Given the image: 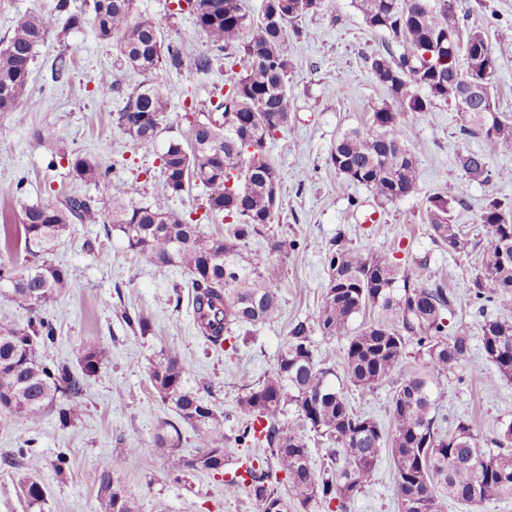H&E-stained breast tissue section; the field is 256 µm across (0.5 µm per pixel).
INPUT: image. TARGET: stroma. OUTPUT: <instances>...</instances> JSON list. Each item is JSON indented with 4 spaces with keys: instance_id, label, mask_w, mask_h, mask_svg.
Instances as JSON below:
<instances>
[{
    "instance_id": "obj_1",
    "label": "stroma",
    "mask_w": 512,
    "mask_h": 512,
    "mask_svg": "<svg viewBox=\"0 0 512 512\" xmlns=\"http://www.w3.org/2000/svg\"><path fill=\"white\" fill-rule=\"evenodd\" d=\"M456 5L464 27L492 35L512 26V0H456ZM136 7L151 14L165 37L185 53L210 56L212 69L165 73L168 136L136 144L112 124L130 83L125 69L115 64V49L95 39L87 26L51 33L36 50L26 90L39 99V108L21 104L0 112V225L20 223L23 206L49 194L101 196L97 186L72 179L67 163L51 164L49 152L34 139L37 128L49 125L69 151L124 181L133 201L178 209L207 235L223 236L226 224L221 216L208 214L206 189L193 186L164 198L155 194L154 184L167 139L189 142L191 113L211 111L220 93L228 90L234 72L226 63L236 50L208 44L189 11L172 13L171 0H137ZM289 37L293 67L288 89L294 108L287 126L269 143L281 177L272 229L276 237L298 246L278 255L271 252L268 239L259 237L241 247L244 257L260 265L277 285L279 318L237 329L221 349L208 347L196 329L189 296L177 294L184 283L178 268L138 263L123 239L106 235L103 225L73 226L49 259L78 269L79 276L45 311L57 327V340L43 356L74 361L84 344L97 342L107 347L110 362L87 379L79 398L82 410L72 426L61 427L51 414L36 424L19 417L0 423V512H96L97 476L107 469L137 489V512H258L248 492L225 496L222 476L196 472L178 481L170 476L154 439L173 413L152 386L151 362L164 350H178L191 367V386L207 384L205 401L226 418L222 432L227 460L248 457L260 463L268 448L234 441L243 422L235 411L237 399L246 385L273 370L291 327L310 323L316 358L326 359L335 370L343 368V341L313 327L328 283L326 254L336 240L393 254L419 282H440L458 295L468 292L480 259L436 244L424 220L423 202L436 193L454 199L453 223L487 245L488 230L478 218L488 198H512V179L499 176L512 170V146L464 132L460 113L444 103L423 115L402 114L404 138L419 149V190L393 203H379L366 187L337 174L329 158L342 133L363 126L372 110L388 100L367 63L382 51L383 33L366 26L355 0H335L330 9L302 19ZM62 52L72 57L73 65L68 77L56 81L51 63ZM467 151L486 155L487 180L465 177L458 157ZM123 308L149 317L150 332L141 335L127 327L119 316ZM487 317L510 320L512 308L478 300L449 314V330L470 336L473 361L466 371L449 376L436 409L444 428L464 416L485 439L512 423V384L501 382L483 355L480 325ZM117 386L125 391L123 399L113 396ZM25 446L38 459L36 471L5 462ZM61 454L67 464L60 474L56 464ZM31 476L46 488V500L39 506L30 505L23 493ZM343 512H399L389 457H381L371 486Z\"/></svg>"
}]
</instances>
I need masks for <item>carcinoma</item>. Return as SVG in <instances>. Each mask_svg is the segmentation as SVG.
Returning a JSON list of instances; mask_svg holds the SVG:
<instances>
[{"label": "carcinoma", "instance_id": "cac0c4a2", "mask_svg": "<svg viewBox=\"0 0 512 512\" xmlns=\"http://www.w3.org/2000/svg\"><path fill=\"white\" fill-rule=\"evenodd\" d=\"M71 0H55L47 12L16 16L11 36L0 40V112L12 111L22 100L36 48L67 17V28L89 25L96 37L111 42L116 62L138 79L112 113V125L134 143L151 142L167 132L168 102L161 87L170 70L207 71L212 61L188 56L162 34L149 14H134L135 0H84L74 13ZM283 0H262L258 16L248 14L242 0H201L192 11L206 40L218 47L238 46L228 62L238 68L236 78L214 105L191 122L192 143L184 147L171 140L160 156L156 194L173 197L190 183L207 191L210 212L231 219L224 237L205 235L177 209H160L129 198L126 184L112 180L87 157L67 150L55 128L43 126L34 139L53 149L69 164L70 174L100 188L103 208L90 197L48 195L23 209L22 229L15 240L4 238L6 251L24 252L28 266L19 270L0 260V285L27 303L26 324L0 318V414L17 415L35 424L56 412L62 426L77 416L86 378L108 361L104 346L83 345L77 364L66 359L46 360L42 351L54 344L57 328L43 315L75 278L74 270L48 262L59 237L74 224H106V235L117 232L126 247L148 266H171L185 275L192 290L193 312L200 335L214 347L224 346L234 326L272 322L279 317L278 287L259 266L246 260L241 243L270 235L280 193V175L267 144L288 125L293 110L288 91L292 50L288 26L329 7L331 0H305L307 9L279 13ZM365 24L386 34L384 51L368 58L375 81L388 93V102L373 110L362 129L343 133L330 154V164L350 182L369 189L383 202L418 192L417 149L408 145L399 127L400 115L430 112L445 103L461 112L464 131L491 143L512 144V116L496 103L471 98L460 109L458 85L466 73L479 78L483 58L494 55L486 32L463 29L455 0H357ZM71 67L66 54L51 65L54 79ZM493 112L486 113V109ZM465 176L488 178L486 156L467 152L459 157ZM452 202L441 194L425 199L424 217L434 242L457 254L478 247L451 220ZM479 222L490 231L481 257L499 247L512 250V200H487ZM329 281L316 325L322 335L345 341L344 375L356 391H370L391 381L388 409L392 427L385 430L357 410L344 388L336 386L335 370L316 359L310 347V326L295 323L279 350L273 371L247 388L237 409L247 424L235 441L253 440L249 421L267 420L261 443L273 460L249 470V483H224V494L235 497L247 489L258 503L288 502L299 512H315L321 504L346 503L371 485L379 458L391 456L397 474L400 512H444L448 500L479 512L486 504L512 497V423L503 433L483 440L471 424L459 419L445 432L435 415L448 375L472 362L471 337L448 334L447 314L465 302L442 284H423L405 273L387 253L364 251L336 240L327 256ZM468 300H486L512 308V263L481 266L469 287ZM376 316L358 327L357 316L366 310ZM121 319L132 330L146 334L150 320L126 308ZM485 358L496 367L500 381L512 383V320L487 318L482 326ZM413 349H408V346ZM191 373L181 354L161 352L151 364L150 380L161 400L178 420L194 431L198 451L180 453V427L165 421L155 447L167 457L174 478L194 471H224L223 426L220 416L189 386ZM296 408L300 423L283 419L287 406ZM308 429L335 445L331 464L318 478L312 469L303 430ZM492 448L485 449V446ZM283 472L288 499L272 479V468ZM137 490L104 470L98 477L97 512H114L123 499L126 512H135Z\"/></svg>", "mask_w": 512, "mask_h": 512}]
</instances>
